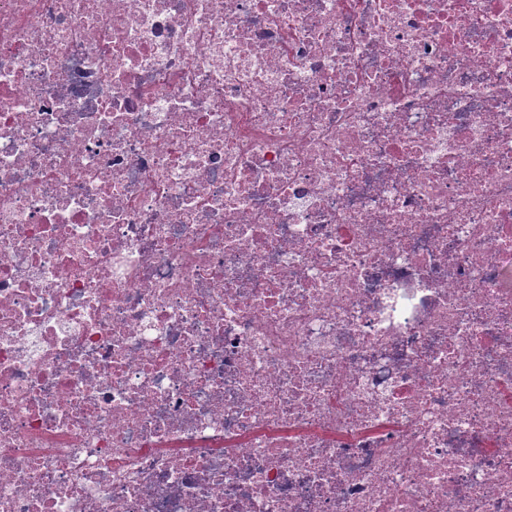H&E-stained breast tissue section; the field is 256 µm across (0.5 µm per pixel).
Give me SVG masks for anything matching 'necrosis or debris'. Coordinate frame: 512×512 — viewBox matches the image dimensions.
I'll list each match as a JSON object with an SVG mask.
<instances>
[{
  "label": "necrosis or debris",
  "mask_w": 512,
  "mask_h": 512,
  "mask_svg": "<svg viewBox=\"0 0 512 512\" xmlns=\"http://www.w3.org/2000/svg\"><path fill=\"white\" fill-rule=\"evenodd\" d=\"M512 0H0V512H512Z\"/></svg>",
  "instance_id": "4bbe7bcc"
}]
</instances>
